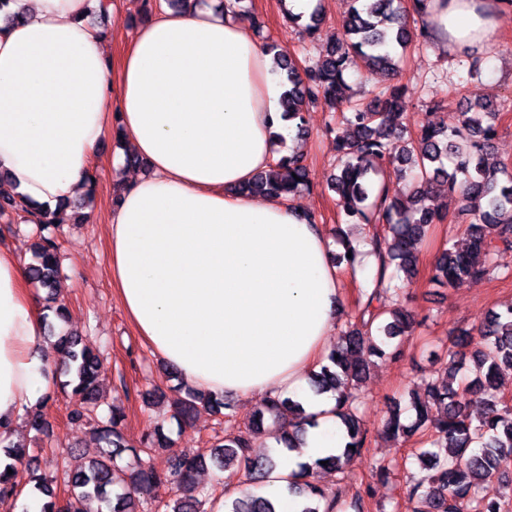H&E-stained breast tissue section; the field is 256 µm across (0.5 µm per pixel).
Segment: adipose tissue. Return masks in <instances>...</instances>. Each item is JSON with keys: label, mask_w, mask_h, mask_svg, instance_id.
<instances>
[{"label": "adipose tissue", "mask_w": 512, "mask_h": 512, "mask_svg": "<svg viewBox=\"0 0 512 512\" xmlns=\"http://www.w3.org/2000/svg\"><path fill=\"white\" fill-rule=\"evenodd\" d=\"M479 0H425L447 50L494 33ZM98 0H16L0 29V170L10 192L55 207L86 190L111 122L151 172L131 176L108 226L107 268L138 335L190 385L216 395H285L314 415L302 448L275 449L262 492L301 512L285 477L339 453L331 395L311 392L343 307L321 225L300 204L238 194L290 155L275 61L250 21L195 0L155 11L112 64L87 18ZM25 262L0 244V434L54 388Z\"/></svg>", "instance_id": "adipose-tissue-1"}]
</instances>
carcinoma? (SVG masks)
I'll return each instance as SVG.
<instances>
[{
    "label": "carcinoma",
    "instance_id": "obj_1",
    "mask_svg": "<svg viewBox=\"0 0 512 512\" xmlns=\"http://www.w3.org/2000/svg\"><path fill=\"white\" fill-rule=\"evenodd\" d=\"M288 21L313 37L322 17L313 11L308 19L286 13ZM344 38L325 49L317 60L302 66L275 51L285 112L299 119L297 131L307 134L303 112L317 99L332 107L342 106L341 90L346 76L393 75L399 58L396 49L406 51L414 38L432 36L422 14L404 6V0H353L342 22ZM407 108L405 91L394 85L388 94L347 106L336 131V169L330 188L347 222L379 226L373 235L374 254L380 269L359 291L357 309L346 321L336 346L313 374L319 392L339 393L336 414L346 427L348 441L339 455L317 464L340 477L351 476L350 463L369 443L354 392L369 369L371 358L396 359L401 355L403 337L414 331L417 321L403 304L407 288L418 272L421 248L431 228L445 219L432 204L434 192L444 189L459 198L460 209L471 216L464 229L463 249L444 247L436 256L430 278L439 287L454 288L484 278H507L512 269L499 263V255L512 251V169L507 165L490 168L484 155L497 135L499 108L483 103L457 112H442L433 106L415 133L403 125ZM311 188L306 160L301 155L282 157L268 170L240 188L245 195L295 198ZM19 211L36 215L42 234L32 245L29 264L31 281L46 291L43 310L65 320L66 304L55 290L59 276L57 238L44 232L63 224L64 215L47 209L34 213L20 195L0 196V216ZM471 354L473 376H459L463 353L448 350V358H434L437 368L422 391L410 395L415 420L407 424L400 407L388 411L375 429L383 439L409 440L420 435V447L413 456L429 471L424 477L411 476L406 482L408 498L419 503L415 512H504L501 489L508 486L507 469L512 465V405L504 397V374L512 373V308L490 312L477 328ZM56 349L64 361L62 388L70 389L72 409L68 420L80 424L95 419V431L106 449L99 458L84 462L70 452L63 458L67 476L68 512H211L216 497L197 485V475L208 466L219 469L236 465L242 470L248 489L240 496H224V512H275L270 499L251 491L274 469L269 456L251 452L253 440L265 433L287 448H297L302 432L283 424L295 404L278 396L260 401L253 419L237 424L234 405L222 396L184 386L178 371L162 365L174 389L184 392L174 408L173 418L189 425L199 409L224 417V436L194 454H172L165 472L149 461L153 450L166 448L168 438L156 427L138 447L125 443L122 422L125 413L112 407L97 416L99 399V355L89 341L76 333L57 337ZM484 404L479 419L469 414L470 404ZM30 428L47 434L49 424L36 408L27 413ZM0 471V503L17 495L8 474ZM34 488L48 497L43 512H61L52 480L33 474ZM291 491L316 501L301 512H365L372 498L366 484L350 500L319 485L314 468L303 466L288 477ZM175 491L164 499L159 489Z\"/></svg>",
    "mask_w": 512,
    "mask_h": 512
}]
</instances>
